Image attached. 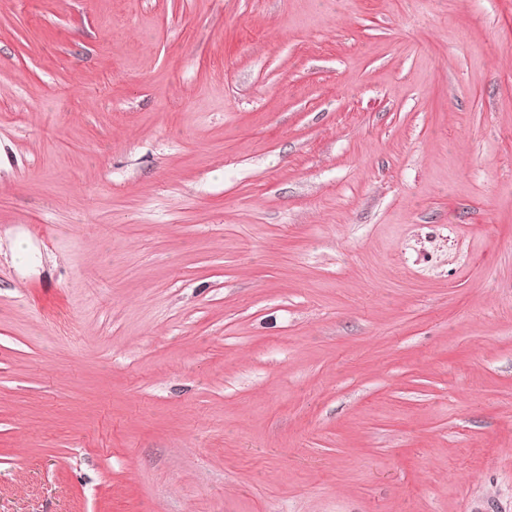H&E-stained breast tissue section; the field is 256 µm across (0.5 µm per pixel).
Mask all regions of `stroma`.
Wrapping results in <instances>:
<instances>
[{
    "mask_svg": "<svg viewBox=\"0 0 512 512\" xmlns=\"http://www.w3.org/2000/svg\"><path fill=\"white\" fill-rule=\"evenodd\" d=\"M0 512H512V0H0Z\"/></svg>",
    "mask_w": 512,
    "mask_h": 512,
    "instance_id": "1",
    "label": "stroma"
}]
</instances>
